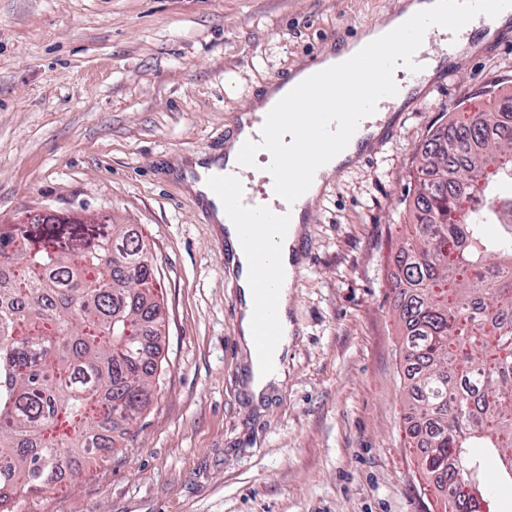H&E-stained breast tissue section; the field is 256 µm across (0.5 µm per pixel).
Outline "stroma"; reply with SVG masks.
<instances>
[{
	"mask_svg": "<svg viewBox=\"0 0 512 512\" xmlns=\"http://www.w3.org/2000/svg\"><path fill=\"white\" fill-rule=\"evenodd\" d=\"M402 0H0V225L139 227L164 307L133 440L12 512H438L405 438L391 291L420 150L512 90V28L400 108L303 226L288 378L245 390L224 240L172 176L220 153L272 77Z\"/></svg>",
	"mask_w": 512,
	"mask_h": 512,
	"instance_id": "stroma-1",
	"label": "stroma"
}]
</instances>
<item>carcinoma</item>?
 <instances>
[{"instance_id": "1", "label": "carcinoma", "mask_w": 512, "mask_h": 512, "mask_svg": "<svg viewBox=\"0 0 512 512\" xmlns=\"http://www.w3.org/2000/svg\"><path fill=\"white\" fill-rule=\"evenodd\" d=\"M417 171L393 256L406 438L441 512H491L474 449L512 477V94L449 119ZM81 228L0 225V512L108 457L152 397L157 268L132 225Z\"/></svg>"}]
</instances>
